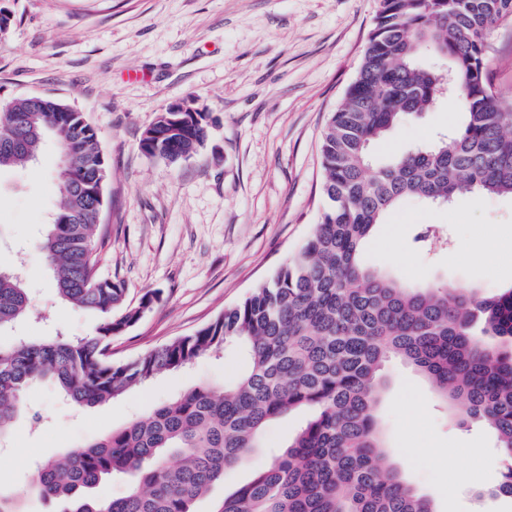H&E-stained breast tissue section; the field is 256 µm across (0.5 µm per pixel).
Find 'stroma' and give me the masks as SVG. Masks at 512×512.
<instances>
[{"mask_svg":"<svg viewBox=\"0 0 512 512\" xmlns=\"http://www.w3.org/2000/svg\"><path fill=\"white\" fill-rule=\"evenodd\" d=\"M14 25L0 39V103L25 96L63 100L96 128L109 169L98 273L124 283L125 301L159 298L112 341L117 362L193 334L266 282L297 252L325 204L320 143L354 81L379 0H0ZM493 85L512 98V26L489 38ZM188 100L210 115V138L171 163L143 153V131L169 104ZM440 104L392 133L388 151L431 142L457 126ZM60 158L46 147L22 171L0 172V268H22L33 313L0 331V343L62 332L88 336L100 318L62 302L34 250L60 204ZM442 241L416 243L422 228ZM484 241L483 260L470 259ZM397 256L405 281L447 282L495 294L512 287V198H458L438 207L409 201L391 211L366 246L374 263ZM235 352L109 403L74 407L42 379L27 409L0 440V490L26 496L27 512H48L29 486L39 461L127 426L200 381L223 384ZM378 414L403 474L437 512H512V497H477L494 485L501 455L493 429L457 426L426 378L399 359L384 368ZM416 447L406 456L407 447ZM443 449L440 457L426 447ZM470 447L477 456L467 455Z\"/></svg>","mask_w":512,"mask_h":512,"instance_id":"1","label":"stroma"}]
</instances>
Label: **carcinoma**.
Segmentation results:
<instances>
[{
    "mask_svg": "<svg viewBox=\"0 0 512 512\" xmlns=\"http://www.w3.org/2000/svg\"><path fill=\"white\" fill-rule=\"evenodd\" d=\"M498 22L512 23V0H380L356 78L323 134L326 204L305 244L240 303L129 362L112 360V339L159 292L132 307L122 283L97 273L109 176L97 131L61 100L0 104V170L30 166L49 142L59 150L62 206L36 250L60 298L101 317L92 336L0 346V437L38 378L92 408L228 347L245 361L222 386L196 383L125 428L44 461L35 493L60 512H194L227 470L265 447L269 422L304 412L285 449L213 512H437L389 457L376 415L383 365L399 358L428 379L456 424L494 429L503 470L476 495L512 497V287L485 295L443 281L412 286L365 258L375 228L407 199L512 197V100L490 80L488 36ZM442 101L463 117L458 128L373 165L390 132ZM209 127L206 112H161L139 145L175 163L204 148ZM29 313L22 279L0 271V330ZM114 476L126 480V495L91 494ZM0 512L27 510L21 495L0 493Z\"/></svg>",
    "mask_w": 512,
    "mask_h": 512,
    "instance_id": "cac0c4a2",
    "label": "carcinoma"
}]
</instances>
